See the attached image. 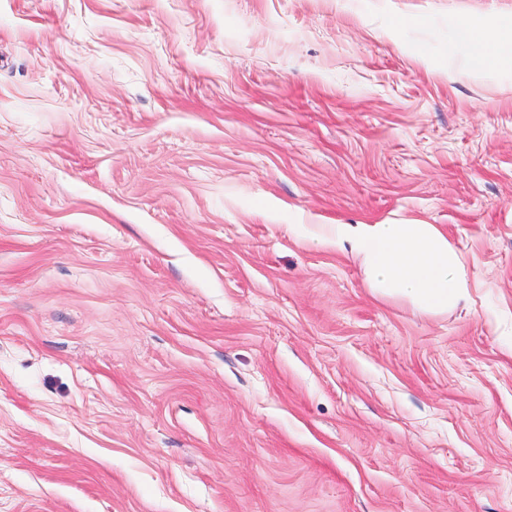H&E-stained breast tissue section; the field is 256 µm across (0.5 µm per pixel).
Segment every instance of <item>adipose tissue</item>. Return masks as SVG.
Segmentation results:
<instances>
[{
    "instance_id": "adipose-tissue-1",
    "label": "adipose tissue",
    "mask_w": 512,
    "mask_h": 512,
    "mask_svg": "<svg viewBox=\"0 0 512 512\" xmlns=\"http://www.w3.org/2000/svg\"><path fill=\"white\" fill-rule=\"evenodd\" d=\"M452 43L467 45L466 67L487 69L512 58V21L496 28L463 26ZM336 244L359 256L373 294L401 297L422 312H441L469 298L461 252L434 224H339Z\"/></svg>"
}]
</instances>
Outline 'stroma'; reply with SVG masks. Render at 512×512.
I'll return each instance as SVG.
<instances>
[{"label": "stroma", "instance_id": "stroma-1", "mask_svg": "<svg viewBox=\"0 0 512 512\" xmlns=\"http://www.w3.org/2000/svg\"><path fill=\"white\" fill-rule=\"evenodd\" d=\"M512 0H0V512H512ZM470 297H373L339 224ZM457 43H463L470 49L466 58L469 71L486 70L501 57H510L512 62V21L500 24L494 29L460 27L450 39L449 49L454 50ZM336 245L359 256L373 294L401 297L422 312L469 298L463 255L434 224H339Z\"/></svg>", "mask_w": 512, "mask_h": 512}]
</instances>
